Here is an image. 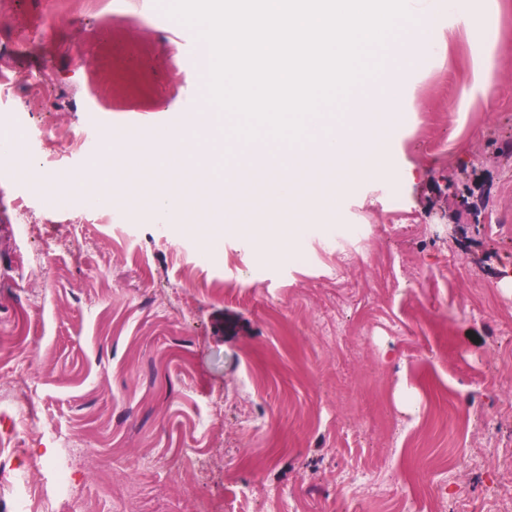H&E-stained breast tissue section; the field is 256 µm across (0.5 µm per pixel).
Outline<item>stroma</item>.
<instances>
[{"label":"stroma","mask_w":512,"mask_h":512,"mask_svg":"<svg viewBox=\"0 0 512 512\" xmlns=\"http://www.w3.org/2000/svg\"><path fill=\"white\" fill-rule=\"evenodd\" d=\"M475 4L492 95L469 94L457 31L413 69L381 176L352 174L322 222L274 217L297 255L261 256L263 225L156 223L135 181L137 219L101 224L0 176V512L22 496L31 512H344L384 461L408 512L431 484L443 512H512V0ZM110 14L15 0L0 17V41L31 39L0 66L50 73L14 106L62 166L98 158L105 128L155 141L200 97L192 28ZM104 44L157 76L153 101L103 94ZM34 415L79 440L59 503Z\"/></svg>","instance_id":"1"}]
</instances>
